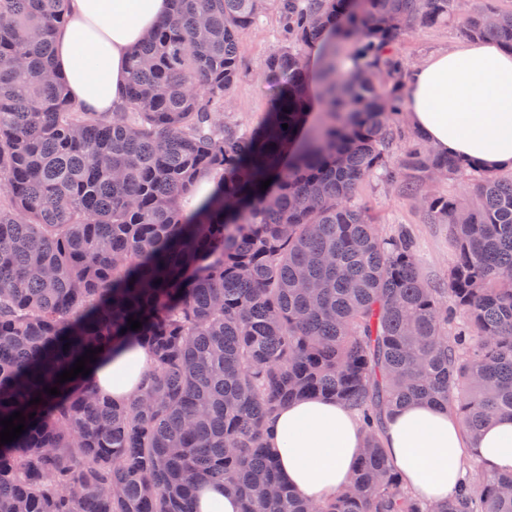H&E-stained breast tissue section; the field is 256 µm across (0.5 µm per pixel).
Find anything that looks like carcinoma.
<instances>
[{
	"label": "carcinoma",
	"mask_w": 512,
	"mask_h": 512,
	"mask_svg": "<svg viewBox=\"0 0 512 512\" xmlns=\"http://www.w3.org/2000/svg\"><path fill=\"white\" fill-rule=\"evenodd\" d=\"M270 1V105L250 129L224 120V103ZM63 2L0 0V419L25 417L0 445V512H194L204 481L242 512H431L381 435L415 401L448 406L472 435L512 417V177L405 139L396 45L458 16L466 36L512 50V10L172 0L130 53L121 106L90 112L55 69ZM327 28L311 123L302 60ZM346 56L362 61L354 75L339 73ZM465 173L475 203L421 194ZM208 177L214 190L183 211ZM374 178L448 225L445 287L421 279L410 237L379 236L351 204ZM140 342L154 367L128 401L81 374L58 383L87 350ZM308 397L342 403L366 433L352 490L318 504L281 481L264 445L272 415ZM436 512H512V473L465 480Z\"/></svg>",
	"instance_id": "cac0c4a2"
}]
</instances>
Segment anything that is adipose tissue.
Instances as JSON below:
<instances>
[{
    "label": "adipose tissue",
    "instance_id": "ef3b65f1",
    "mask_svg": "<svg viewBox=\"0 0 512 512\" xmlns=\"http://www.w3.org/2000/svg\"><path fill=\"white\" fill-rule=\"evenodd\" d=\"M171 10V0H66L55 64L76 102L94 112L116 109L131 50ZM403 99L413 127L440 153L512 170V53L489 41L433 53L410 67ZM153 364L150 349L134 343L97 360L88 378L120 403L139 391ZM266 444L294 493L321 502L345 490L365 437L346 406L309 398L276 413ZM383 444L401 481L431 503L455 497L464 458L478 457L490 475L512 473L508 416L472 435L448 408L415 402L392 411Z\"/></svg>",
    "mask_w": 512,
    "mask_h": 512
}]
</instances>
